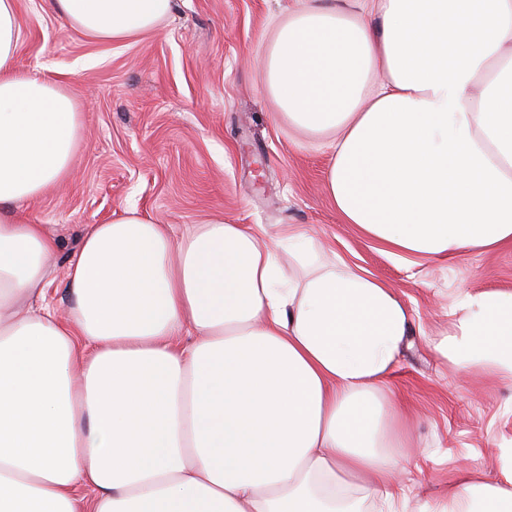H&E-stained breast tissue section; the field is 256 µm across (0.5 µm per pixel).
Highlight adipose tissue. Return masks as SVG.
<instances>
[{"label":"adipose tissue","instance_id":"obj_1","mask_svg":"<svg viewBox=\"0 0 512 512\" xmlns=\"http://www.w3.org/2000/svg\"><path fill=\"white\" fill-rule=\"evenodd\" d=\"M48 3L117 43L174 0ZM20 40L0 0V512H407L405 434L385 420L410 312L321 262L306 228L216 217L176 239L126 209L86 230L58 315L57 241L23 205L67 176L80 112L17 69ZM265 72L294 125L337 131L345 223L424 259L512 243V0H307ZM452 315L442 357L512 377V290L462 291ZM500 458L499 480L464 469L419 512H512Z\"/></svg>","mask_w":512,"mask_h":512}]
</instances>
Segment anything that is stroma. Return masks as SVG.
<instances>
[{
	"instance_id": "obj_1",
	"label": "stroma",
	"mask_w": 512,
	"mask_h": 512,
	"mask_svg": "<svg viewBox=\"0 0 512 512\" xmlns=\"http://www.w3.org/2000/svg\"><path fill=\"white\" fill-rule=\"evenodd\" d=\"M298 0H176L154 33L103 43L20 0L19 70L56 80L78 102L81 142L72 172L26 206L60 239L65 265L90 225L127 208L169 225L212 216L278 231L299 224L325 259L339 256L394 288L411 333L392 389L408 408L401 465L419 500L442 496L463 468L500 476L512 445V379L463 374L435 344L451 329L460 290H512V244L445 262L395 256L339 218L325 192L330 135L295 128L265 88L263 59Z\"/></svg>"
}]
</instances>
